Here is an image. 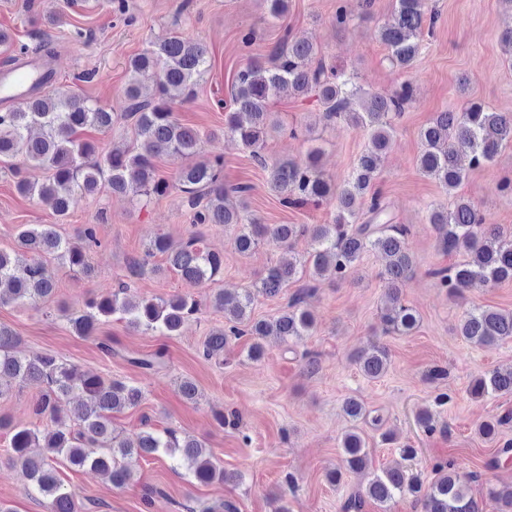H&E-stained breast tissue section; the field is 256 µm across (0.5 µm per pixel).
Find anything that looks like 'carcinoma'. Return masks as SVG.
I'll return each mask as SVG.
<instances>
[{"label": "carcinoma", "instance_id": "cac0c4a2", "mask_svg": "<svg viewBox=\"0 0 512 512\" xmlns=\"http://www.w3.org/2000/svg\"><path fill=\"white\" fill-rule=\"evenodd\" d=\"M434 24L428 0H395L390 17L378 28L377 36L386 47L385 60L396 71L409 69L421 49L425 26ZM210 70L208 50L203 43L172 30L152 43V48L129 62L130 78L126 88L129 105L124 112L106 107L77 94H37L0 112V166L20 175L15 160L40 167L47 177L40 184L24 179L17 189L24 195L38 196L51 203L62 219L83 197L107 185L112 193L133 198L162 196L172 187L184 194L186 206L193 212V224H222L235 228L234 246L247 256L267 238L282 246L283 256L269 266L251 288L214 296V306L224 311V327L212 331L203 344L201 355L209 361L224 354L233 339L248 336L247 357L258 361L264 354L261 340L274 334L285 342H298L316 329V320L305 307L312 287L293 294L280 314L270 321L252 318L258 295L276 296L292 281L303 276L311 280L342 281L365 253L385 255L381 273L386 283V304L380 312L382 335H409L419 326L416 310L402 299L401 288L414 273L408 248V229L393 223L381 192L374 189L383 156L394 136L393 118L413 97V87L404 83L392 93L370 92L358 85L354 76L319 57L318 48L286 34L271 53L269 62L253 61L240 70L234 82L231 107L225 118L224 133L251 149L255 159L266 165L261 153L269 131L279 125L271 120L270 102L286 89L298 96H314L324 108L328 120H340L365 128L370 145L358 157L349 177L340 185L323 175L320 149L311 150L306 159L271 165L269 187L286 207L313 204L332 205L336 209L330 224H264L248 211V188L224 187V158L197 159L202 148L198 130L180 123L174 114L175 98L187 102ZM154 78L151 98L142 97L141 77ZM132 120L135 141L123 150L113 149L96 156L95 145L78 137L86 128L106 132L120 120ZM423 149L419 169L436 179L450 205L428 206V222L439 235L443 252L460 254L463 259L448 267L434 269L430 275L452 297L462 296L476 280L498 283L512 280V238L456 189L465 177L458 161V148H468L469 165L477 167L494 159L505 146L512 145V113L492 112L478 103L461 110L439 112L421 130ZM162 155L185 161L177 171L174 184L156 175L155 161ZM241 199L240 206L229 203L230 195ZM312 242L307 256L294 252L298 238ZM98 245L93 225L87 224L72 241L62 237L52 224L23 226L16 248L0 249V305H25L52 298L56 290L54 273L47 264L51 258L69 270L89 277L93 273L90 253ZM158 254L188 284H202L224 273V259L203 245L195 232L185 246L170 251L166 236L152 239L143 255L133 258L127 277L140 278L159 268L150 259ZM201 303L191 295L138 297L130 286L120 285L109 294L93 295L86 311L66 316L72 331L81 337L96 335L99 324L119 313L134 331H152L174 336L183 325L196 318ZM465 341L489 346L512 338V312L492 307L466 311L456 327ZM19 336L0 325V381L4 379L38 382L44 387L34 412L47 415L53 427L35 431L13 427L0 418V428L12 427L11 460L28 473L33 492L49 499V512H78V505L56 474L58 459L76 467L89 466L109 477L116 489L124 488L131 472L126 460L166 453L172 469L186 468L201 484L230 479L212 460L203 444L174 428L161 432L149 429L137 442L120 437L112 426V413L135 408L144 399L141 388L123 380L105 381L95 373L77 375L74 368L50 353L18 355L14 352ZM129 362L146 372L166 367L161 352L131 356ZM354 362L369 380L381 378L388 367L389 352L380 342L371 343L357 354ZM474 397L490 393H512V367L494 368L474 378L469 387ZM74 398V424L60 415V402ZM344 411L352 425L341 440L342 466L331 474L341 480L343 471H358L370 461L366 439L360 424L379 428L380 416L369 412L357 400L345 401ZM512 422L505 413L482 422L479 433L496 441L498 457L512 458V439L498 438L499 428ZM435 479L423 487L421 476L402 469H387L374 476L365 492L351 494L343 512H362L365 500L388 512V503L397 496L410 494L422 505V512H481L478 501L469 493V484L479 475H460L454 465L440 461L434 465Z\"/></svg>", "mask_w": 512, "mask_h": 512}]
</instances>
